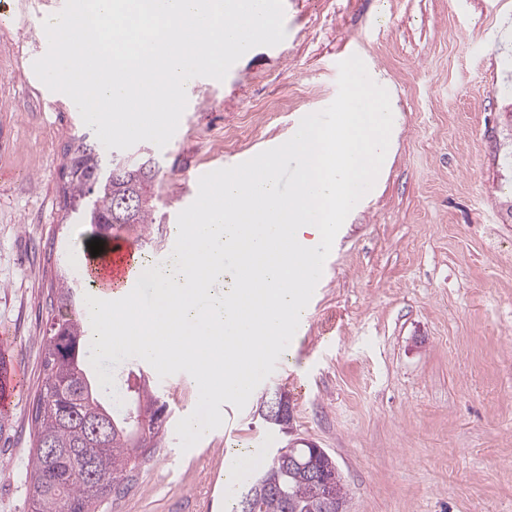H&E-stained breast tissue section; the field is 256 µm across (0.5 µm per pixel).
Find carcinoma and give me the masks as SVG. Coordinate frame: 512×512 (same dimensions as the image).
<instances>
[{"mask_svg":"<svg viewBox=\"0 0 512 512\" xmlns=\"http://www.w3.org/2000/svg\"><path fill=\"white\" fill-rule=\"evenodd\" d=\"M71 152L80 162L63 167L64 209L91 226L90 238L107 242L114 229L146 233L158 172L139 164L143 199L126 223L109 228L103 220L123 187L108 179L112 159L83 137L71 138L66 153ZM81 280L80 272H60L54 291L57 314L43 337V378L31 414L30 512H103L105 499L153 453L165 424L159 411L166 404L151 386H127L126 404L117 411L109 388L100 386L84 360L88 323L77 289ZM252 488L253 512H325L307 469L288 467L286 452L273 458Z\"/></svg>","mask_w":512,"mask_h":512,"instance_id":"cac0c4a2","label":"carcinoma"}]
</instances>
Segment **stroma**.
Instances as JSON below:
<instances>
[{
  "label": "stroma",
  "instance_id": "1",
  "mask_svg": "<svg viewBox=\"0 0 512 512\" xmlns=\"http://www.w3.org/2000/svg\"><path fill=\"white\" fill-rule=\"evenodd\" d=\"M57 0H9L0 26V325L26 393L0 419V512H29L32 403L43 370L57 273L91 230L62 210L64 147L95 141L67 97L46 93L28 61ZM512 0H288V32L243 55L226 78L190 88L204 108L183 113L165 147L132 154L160 166L148 239L177 234L174 184L230 167L291 138L302 117L338 93L331 60L350 45L399 114L380 187L349 215L292 339L243 409L188 452L178 421L197 403L191 376L140 370L168 405L153 458L105 512H226L248 482L232 461L305 440L342 472L347 512H512ZM291 396L290 433L268 426L265 393Z\"/></svg>",
  "mask_w": 512,
  "mask_h": 512
}]
</instances>
